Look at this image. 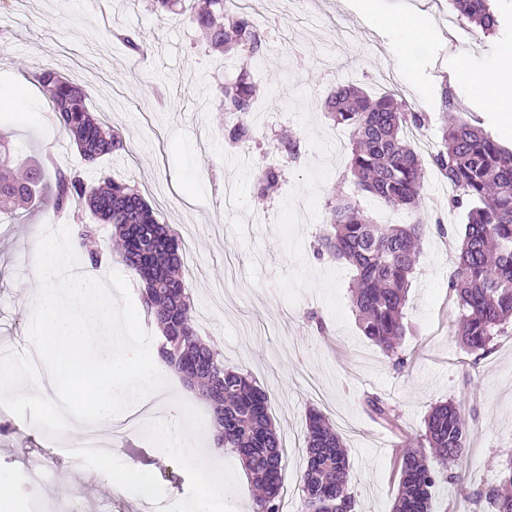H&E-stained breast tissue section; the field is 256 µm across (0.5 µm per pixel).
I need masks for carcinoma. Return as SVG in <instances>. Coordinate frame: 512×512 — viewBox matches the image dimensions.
I'll return each instance as SVG.
<instances>
[{
    "label": "carcinoma",
    "instance_id": "1",
    "mask_svg": "<svg viewBox=\"0 0 512 512\" xmlns=\"http://www.w3.org/2000/svg\"><path fill=\"white\" fill-rule=\"evenodd\" d=\"M154 2L164 10L177 4L189 9L215 50L234 49L250 62L260 56L263 43L256 27L241 12H225L224 0ZM449 3L459 18L474 25L476 34H496L499 21L491 0ZM113 37L133 56L148 51L131 32L117 30ZM38 82L55 122L73 137L85 164L93 166L124 149L122 133L95 118L78 86L50 72ZM215 97L219 109L229 115L224 126L228 145L236 149L254 140L248 116L255 84L246 70L232 83L217 84ZM325 109L335 125L353 129L348 174L356 192L370 194L395 210H420L424 164L405 129L423 127L426 116L391 93L374 99L349 84L336 90ZM277 147L292 161L302 145L297 138H287ZM19 156L17 145L0 134V213L15 216L20 210L47 208L71 216L77 225L74 244L90 265H100L107 250L117 255L141 283V308L165 343L158 351L160 363L208 406L215 447L236 455L259 488L254 512H280L282 444L270 417L268 393L244 372L225 365L224 354L203 340L184 279L178 234L160 223L140 192L124 182L104 176L87 183L75 171L58 169L47 184L45 163H22ZM431 165L455 188L449 206L466 210L459 260L448 283L457 303L458 336L467 351L485 353L512 322V151L500 147L482 127L451 115ZM281 176L279 168L262 171L257 195L272 194ZM80 202L100 221L113 225L109 249L93 241L92 229L79 218ZM328 209L329 220L322 226L316 252L353 267L349 288L358 326L391 358L405 336L403 309L416 267V245L428 231L429 221L419 217L409 224H376L354 197L344 194L328 202ZM368 406L380 420L397 425L380 398L368 400ZM465 452V424L456 405L435 404L425 419L422 439L400 456L393 512H431L433 489L444 479L456 478L437 465L456 464ZM305 453L300 512H355L346 448L320 412L308 414ZM507 470L500 487L474 493L477 500L489 499L494 512H512V460Z\"/></svg>",
    "mask_w": 512,
    "mask_h": 512
}]
</instances>
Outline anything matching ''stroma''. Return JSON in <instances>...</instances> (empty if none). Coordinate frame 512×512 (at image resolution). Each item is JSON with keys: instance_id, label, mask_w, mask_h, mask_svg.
Here are the masks:
<instances>
[{"instance_id": "1", "label": "stroma", "mask_w": 512, "mask_h": 512, "mask_svg": "<svg viewBox=\"0 0 512 512\" xmlns=\"http://www.w3.org/2000/svg\"><path fill=\"white\" fill-rule=\"evenodd\" d=\"M245 13L265 41L253 66L259 87L256 149L249 157L229 150L216 113L205 111L213 85L239 72L236 59L210 51L187 14L159 18L146 0H7L0 7V133L52 159L56 168L81 171L85 180L110 175L138 187L160 221L179 233L184 274L191 288L203 337L269 394L283 446V467L300 478L303 432L309 409L321 410L341 435L355 477L351 492L358 512H391L399 484L398 445L424 432L437 402L458 404L467 428L466 457L459 478L433 492L434 512H488L474 493L498 484L512 450V331L495 337L487 354L466 351L454 324L448 281L458 261L466 212L448 206V183L428 168L422 202L443 232L427 233L420 245L409 301L406 335L398 360L384 357L362 336L349 284L354 272L345 261L316 257L315 238L337 192H354L346 173L348 145L324 112L329 94L354 84L374 98L395 93L428 121L429 145L441 139V88L451 84L457 113L512 149V132L498 114L474 97L456 71L458 58L481 68L497 64L512 44V0H493L500 19L496 35L455 41L459 20L449 6L427 14L429 34L413 48V79L388 84L399 70L396 35L364 14L359 0H280L275 28H268L267 0H250ZM134 32L149 48L132 57L113 29ZM53 71L77 81L91 111L123 133L127 151L86 167L69 136L50 120L37 78ZM25 94L26 111H13L15 94ZM290 133L302 144L297 161L278 164L269 145ZM281 166L279 188L264 201L254 185L260 172ZM236 191L234 209H225V184ZM45 215L19 213L0 219V347L17 353L31 345L33 257ZM318 321H309V313ZM380 397L398 416L390 428L366 404ZM79 436L67 428L53 439L17 416L0 419V481L26 504L66 512L78 496L83 512L107 501L110 512H139L140 501L117 495L111 483L86 484L91 464L71 454ZM113 468L134 467L141 482L159 484L176 501L199 496L195 463L171 456L139 429L112 435ZM232 482L221 512H251L253 494L244 469L220 454ZM50 475L33 489L22 480L28 466Z\"/></svg>"}]
</instances>
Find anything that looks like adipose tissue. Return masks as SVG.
I'll return each mask as SVG.
<instances>
[{
  "label": "adipose tissue",
  "mask_w": 512,
  "mask_h": 512,
  "mask_svg": "<svg viewBox=\"0 0 512 512\" xmlns=\"http://www.w3.org/2000/svg\"><path fill=\"white\" fill-rule=\"evenodd\" d=\"M457 67L467 80L470 90L485 96L491 108L498 112L503 126L512 127V52H505L492 73L475 71L469 60L462 59ZM146 429L152 439L168 448L171 455L196 462L202 478V493L195 512H213L214 503L225 495L223 475L212 473L206 449L201 448L197 434L180 418L179 400H170L167 410L159 417L147 418Z\"/></svg>",
  "instance_id": "1"
}]
</instances>
